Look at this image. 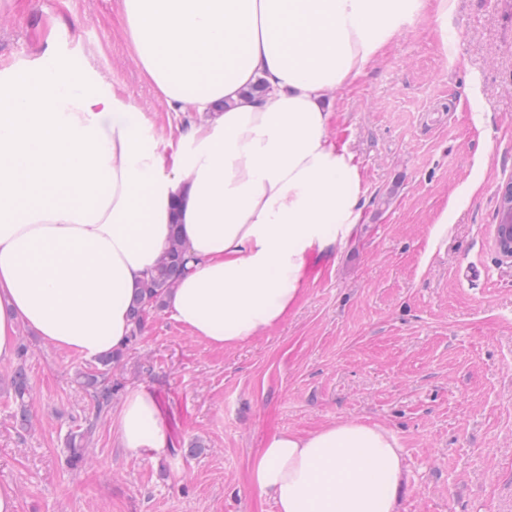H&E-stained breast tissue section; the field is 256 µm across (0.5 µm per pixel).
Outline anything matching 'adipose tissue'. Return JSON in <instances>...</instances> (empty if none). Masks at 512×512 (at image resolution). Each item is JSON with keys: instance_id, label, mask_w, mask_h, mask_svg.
Listing matches in <instances>:
<instances>
[{"instance_id": "obj_1", "label": "adipose tissue", "mask_w": 512, "mask_h": 512, "mask_svg": "<svg viewBox=\"0 0 512 512\" xmlns=\"http://www.w3.org/2000/svg\"><path fill=\"white\" fill-rule=\"evenodd\" d=\"M421 0H120V23L170 115L168 132L104 88L82 53L0 62V362L20 328L85 360L120 347L128 300L171 230L195 256L166 298L190 336L226 350L265 335L310 285L311 255L361 223L360 166L332 131L357 83ZM112 436L133 457L168 435L127 396ZM385 427L332 422L264 438L250 481L278 512H397Z\"/></svg>"}]
</instances>
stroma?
Returning <instances> with one entry per match:
<instances>
[{
    "mask_svg": "<svg viewBox=\"0 0 512 512\" xmlns=\"http://www.w3.org/2000/svg\"><path fill=\"white\" fill-rule=\"evenodd\" d=\"M51 16L61 45L164 113L119 0H0V59L40 55ZM336 106L364 219L312 263L288 320L217 350L160 312L112 371L113 406L154 397L164 452L116 448L75 381L92 361L21 332L32 429L16 424L12 365L0 363V483L15 486L19 512H277L249 477L261 440L346 419L396 436L399 512H512V260L493 245L498 188L512 181V0H455L444 30L423 5ZM88 425V460L69 469L66 437Z\"/></svg>",
    "mask_w": 512,
    "mask_h": 512,
    "instance_id": "35a3bbf8",
    "label": "stroma"
}]
</instances>
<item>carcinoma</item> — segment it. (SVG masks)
Returning a JSON list of instances; mask_svg holds the SVG:
<instances>
[{
	"instance_id": "cac0c4a2",
	"label": "carcinoma",
	"mask_w": 512,
	"mask_h": 512,
	"mask_svg": "<svg viewBox=\"0 0 512 512\" xmlns=\"http://www.w3.org/2000/svg\"><path fill=\"white\" fill-rule=\"evenodd\" d=\"M189 261L191 258L186 256L179 234L171 233L153 272L144 280L140 292L130 300V330L125 343L100 357L93 369L79 373V384L89 392L96 414L104 413L112 404L116 390L112 385V366L120 362L125 350L138 342L150 316L163 308L168 293L185 274ZM26 357V348L18 346L16 363L10 376L13 401L16 405V423L23 430L33 426V417L28 408L33 387L26 369ZM91 432L92 426L89 425L70 433L68 461L72 467L78 468L83 464Z\"/></svg>"
}]
</instances>
